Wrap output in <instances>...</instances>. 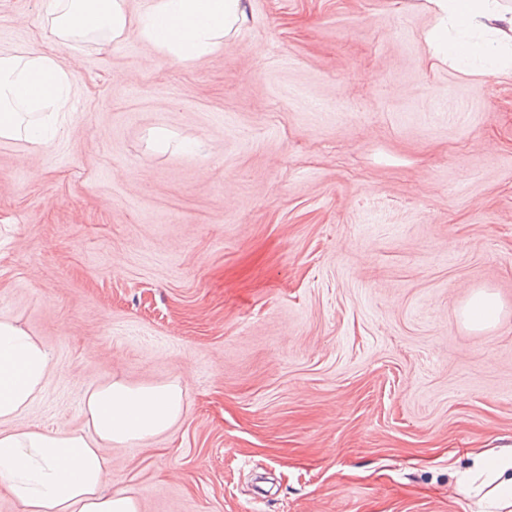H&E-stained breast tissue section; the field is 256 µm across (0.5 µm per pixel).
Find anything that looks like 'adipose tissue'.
<instances>
[{
    "label": "adipose tissue",
    "mask_w": 512,
    "mask_h": 512,
    "mask_svg": "<svg viewBox=\"0 0 512 512\" xmlns=\"http://www.w3.org/2000/svg\"><path fill=\"white\" fill-rule=\"evenodd\" d=\"M439 17L426 41L458 68L512 78V16L498 0H427ZM56 43L111 44L129 31L172 59L189 62L214 51L244 15L243 0H152L133 12L128 0H43ZM74 79L58 57L0 51V139L50 147ZM52 377L41 341L0 317V488L19 512H140L137 498L112 488L107 452L167 432L183 411L179 380L131 386L120 379L88 389L86 431L47 430L21 422ZM461 492L485 512H512V448L478 453L460 472Z\"/></svg>",
    "instance_id": "adipose-tissue-1"
}]
</instances>
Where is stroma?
<instances>
[{
  "label": "stroma",
  "instance_id": "obj_1",
  "mask_svg": "<svg viewBox=\"0 0 512 512\" xmlns=\"http://www.w3.org/2000/svg\"><path fill=\"white\" fill-rule=\"evenodd\" d=\"M245 2L178 62L0 0V49L75 75L49 148L0 140V316L54 372L23 419L177 379V423L109 454L140 512H478L457 472L512 448V80L435 59L426 0ZM500 312L501 306L496 295L486 290H478L471 296L463 314L473 328L482 329L494 324Z\"/></svg>",
  "mask_w": 512,
  "mask_h": 512
}]
</instances>
